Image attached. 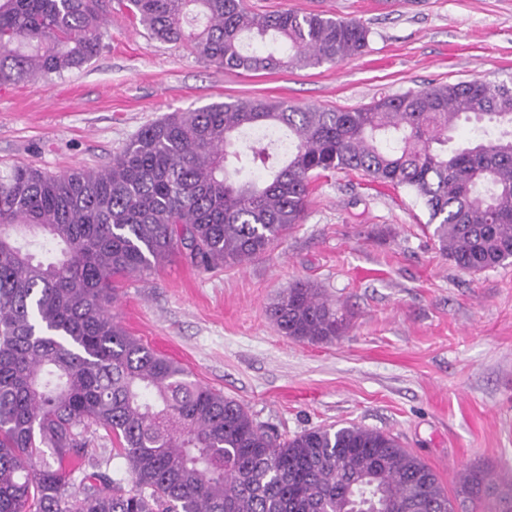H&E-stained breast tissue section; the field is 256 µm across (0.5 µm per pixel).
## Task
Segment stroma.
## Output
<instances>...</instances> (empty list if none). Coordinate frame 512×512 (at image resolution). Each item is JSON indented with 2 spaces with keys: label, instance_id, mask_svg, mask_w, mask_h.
Listing matches in <instances>:
<instances>
[{
  "label": "stroma",
  "instance_id": "35a3bbf8",
  "mask_svg": "<svg viewBox=\"0 0 512 512\" xmlns=\"http://www.w3.org/2000/svg\"><path fill=\"white\" fill-rule=\"evenodd\" d=\"M360 21L370 47L338 64L230 71L152 38L112 0L82 69L0 85V162L53 173L97 167L178 109L237 99L353 110L382 94L474 78L512 81V0H246ZM408 188L355 171L315 178L303 224L260 258L197 272L176 259L124 282L113 315L144 344L283 436L355 423L397 435L454 491L466 466L512 469V263L454 266ZM307 281L346 313L320 344L267 311Z\"/></svg>",
  "mask_w": 512,
  "mask_h": 512
}]
</instances>
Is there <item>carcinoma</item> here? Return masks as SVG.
<instances>
[{
    "label": "carcinoma",
    "mask_w": 512,
    "mask_h": 512,
    "mask_svg": "<svg viewBox=\"0 0 512 512\" xmlns=\"http://www.w3.org/2000/svg\"><path fill=\"white\" fill-rule=\"evenodd\" d=\"M109 2L0 0V85L90 62ZM129 2L154 38L228 70L341 62L369 43L358 21L258 14L245 0ZM254 39L269 50L247 51ZM463 120L475 127L458 142ZM244 154L259 180L241 178ZM342 170L413 190L457 268L512 260V82L439 83L350 111L237 99L172 112L98 168L1 166L0 512H454L393 434L350 424L280 439L112 316L123 281L174 255L209 272L266 253L303 223L311 179ZM268 315L299 341L347 329L308 282ZM86 421L116 442L123 469H82ZM455 496L512 512V475L493 486L473 466Z\"/></svg>",
    "instance_id": "carcinoma-1"
}]
</instances>
